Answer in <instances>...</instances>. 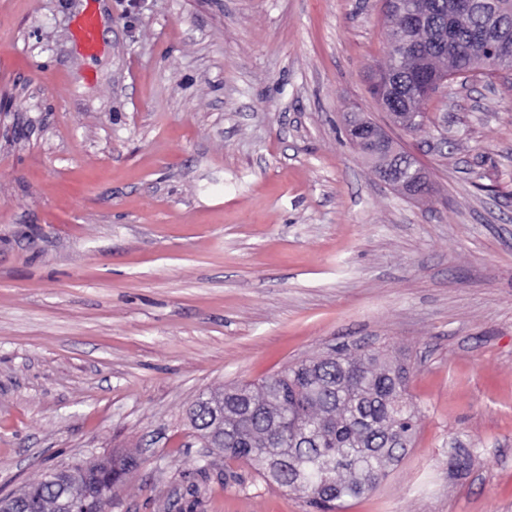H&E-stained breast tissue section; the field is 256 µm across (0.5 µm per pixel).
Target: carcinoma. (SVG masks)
<instances>
[{"label":"carcinoma","mask_w":512,"mask_h":512,"mask_svg":"<svg viewBox=\"0 0 512 512\" xmlns=\"http://www.w3.org/2000/svg\"><path fill=\"white\" fill-rule=\"evenodd\" d=\"M471 21L448 22L449 62L456 78L511 71L496 61L480 67L466 38ZM382 351L324 355L297 362L258 383L224 387V419L206 395L187 409L191 424L224 434V459L248 465L262 481L305 495L313 512H343L346 503L373 491L408 454L416 433L409 370L385 363ZM131 456L85 466L113 487L127 475ZM48 482L26 487L44 499L45 512L81 488Z\"/></svg>","instance_id":"1"}]
</instances>
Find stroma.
Listing matches in <instances>:
<instances>
[{
  "mask_svg": "<svg viewBox=\"0 0 512 512\" xmlns=\"http://www.w3.org/2000/svg\"><path fill=\"white\" fill-rule=\"evenodd\" d=\"M383 3L0 0L1 491L132 453L111 512H308L199 472L186 410L361 346L404 357L418 429L344 512H512V72L390 126ZM354 109L428 195L363 160ZM76 39L85 54L92 56L97 52V21L93 13H87L79 20Z\"/></svg>",
  "mask_w": 512,
  "mask_h": 512,
  "instance_id": "stroma-1",
  "label": "stroma"
}]
</instances>
